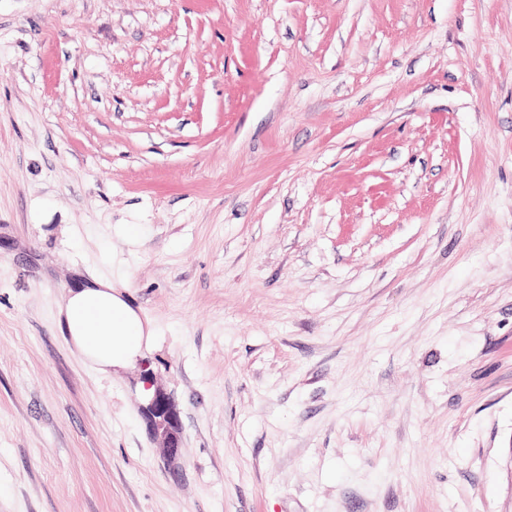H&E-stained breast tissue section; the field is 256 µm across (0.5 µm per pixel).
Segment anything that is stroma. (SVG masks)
Wrapping results in <instances>:
<instances>
[{"label":"stroma","mask_w":512,"mask_h":512,"mask_svg":"<svg viewBox=\"0 0 512 512\" xmlns=\"http://www.w3.org/2000/svg\"><path fill=\"white\" fill-rule=\"evenodd\" d=\"M0 512H512V0H0ZM56 300L57 319L83 361L99 376L134 369L156 345L157 331L108 278L77 276ZM145 418L154 433L163 437L164 448H169L171 454H176L179 448L180 418L177 410L161 391L146 406Z\"/></svg>","instance_id":"1"}]
</instances>
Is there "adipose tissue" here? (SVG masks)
Wrapping results in <instances>:
<instances>
[{
	"label": "adipose tissue",
	"instance_id": "1",
	"mask_svg": "<svg viewBox=\"0 0 512 512\" xmlns=\"http://www.w3.org/2000/svg\"><path fill=\"white\" fill-rule=\"evenodd\" d=\"M57 319L83 361L99 376L134 369L156 345L157 331L108 278H76L56 301Z\"/></svg>",
	"mask_w": 512,
	"mask_h": 512
}]
</instances>
